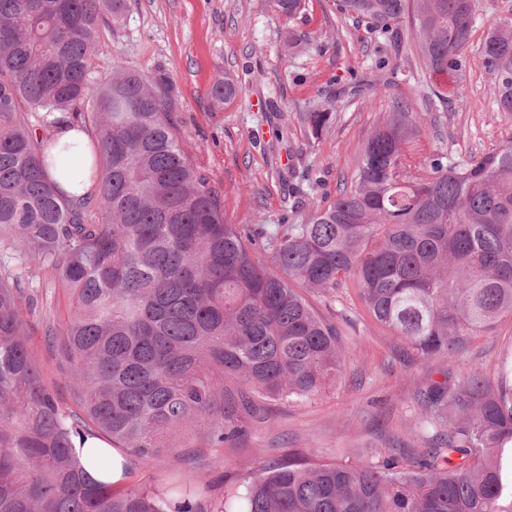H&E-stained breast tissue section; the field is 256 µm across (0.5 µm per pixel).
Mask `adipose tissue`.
<instances>
[{
  "mask_svg": "<svg viewBox=\"0 0 512 512\" xmlns=\"http://www.w3.org/2000/svg\"><path fill=\"white\" fill-rule=\"evenodd\" d=\"M50 138L60 145H74L75 150L56 155L48 169L49 177L65 194L89 193L93 184L87 176L80 174L79 169L84 158L94 150V141L82 127L66 124L59 125L51 131ZM73 453L82 464L83 476L117 487L125 482V453L122 449L112 446L107 439L97 435H85L84 439L75 440Z\"/></svg>",
  "mask_w": 512,
  "mask_h": 512,
  "instance_id": "obj_1",
  "label": "adipose tissue"
}]
</instances>
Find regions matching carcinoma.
<instances>
[{
	"mask_svg": "<svg viewBox=\"0 0 512 512\" xmlns=\"http://www.w3.org/2000/svg\"><path fill=\"white\" fill-rule=\"evenodd\" d=\"M478 0H340L386 34L413 13L416 54L442 104L462 95ZM293 20L305 0H275ZM126 0H0V512H202L194 477L115 490L79 473L73 439L98 432L147 456L214 416L224 381L303 402L341 372L339 325L297 290L354 279L367 312L426 361L454 359L512 317V142L407 171L427 118L398 102L367 139L351 185L303 224H229L177 136L170 75L117 67L94 77L102 25ZM497 101L512 112V20L480 43ZM222 107L230 78L211 87ZM93 110L85 112V102ZM338 100L301 113L307 138ZM93 125L95 192L65 197L48 178L46 132ZM268 254L260 261L255 253ZM68 295L43 333L70 370L77 410L44 385L27 342L40 276ZM427 420L444 446L409 466L349 467L288 457L224 488V512H512L501 467L512 443V385L478 371L429 384ZM243 432L214 421L208 439Z\"/></svg>",
	"mask_w": 512,
	"mask_h": 512,
	"instance_id": "cac0c4a2",
	"label": "carcinoma"
}]
</instances>
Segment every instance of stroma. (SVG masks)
<instances>
[{"label": "stroma", "instance_id": "stroma-1", "mask_svg": "<svg viewBox=\"0 0 512 512\" xmlns=\"http://www.w3.org/2000/svg\"><path fill=\"white\" fill-rule=\"evenodd\" d=\"M121 20L104 26L95 58L102 80L124 66L144 73L163 67L175 81L177 135L194 166L224 201L231 224L269 228L301 223L309 202L329 205L340 184L351 181L358 156L394 102L431 113L432 126L408 146L411 165L437 153L466 161L512 141V112L497 106L495 79L476 49L490 28L512 18V0H479L463 98L440 106L425 85L415 57L412 16L399 25L397 41L346 18L336 0H306L305 10L285 22L274 0H126ZM309 36V52L292 55L289 32ZM232 76L235 99L217 109L210 88ZM339 97L329 130L307 141L298 120L320 90ZM295 168L296 177H279ZM304 206L293 209L295 199ZM41 305L30 318L29 346L45 385L64 410L73 388L42 333L43 319L64 320L69 304L56 280L39 287ZM308 302L342 329L344 367L339 379L312 400H262L243 416L246 432L223 443L208 441V422L165 438L152 456H130L129 486L153 487L178 470L192 472L204 493L205 512H217L224 480L245 483L270 459L297 453L347 466L381 464L426 447L432 435L420 394L444 371L472 369L497 378L512 364V319L474 339L454 362L424 361L360 304L354 285Z\"/></svg>", "mask_w": 512, "mask_h": 512}]
</instances>
